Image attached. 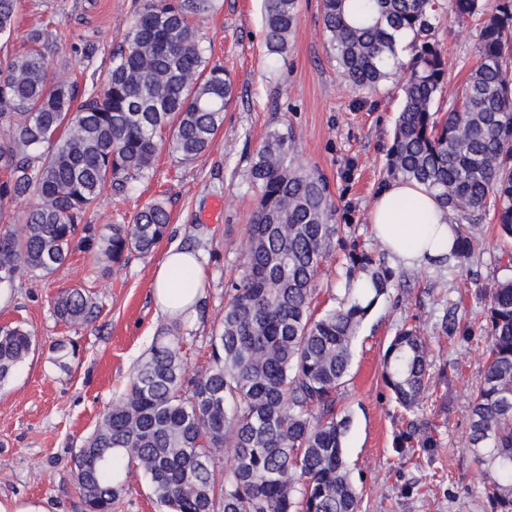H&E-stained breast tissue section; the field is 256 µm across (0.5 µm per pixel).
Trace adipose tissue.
I'll list each match as a JSON object with an SVG mask.
<instances>
[{"label":"adipose tissue","instance_id":"1","mask_svg":"<svg viewBox=\"0 0 512 512\" xmlns=\"http://www.w3.org/2000/svg\"><path fill=\"white\" fill-rule=\"evenodd\" d=\"M369 219L381 248L406 267L434 264L449 255L457 227L449 210L443 209L423 187L394 180L374 197ZM157 310L170 319L192 316L203 290L199 253L171 246L153 279Z\"/></svg>","mask_w":512,"mask_h":512}]
</instances>
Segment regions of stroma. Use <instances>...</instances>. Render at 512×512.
<instances>
[{
  "mask_svg": "<svg viewBox=\"0 0 512 512\" xmlns=\"http://www.w3.org/2000/svg\"><path fill=\"white\" fill-rule=\"evenodd\" d=\"M47 18L59 33L45 49L52 82L88 86L124 40L131 0H22L8 51L23 53L29 30ZM479 30L477 21L439 16L448 61L447 85L435 103L439 111H447L477 64ZM199 33L211 63L222 65L235 82L222 129L208 151L188 163L161 149L150 181L124 195L104 194L86 215L92 224H125L145 204L160 201L171 215L170 238L149 256L131 257L121 266L78 252L53 274L18 275L11 290L0 292V325L22 324L37 341L29 359L0 386V502L81 512L73 455L161 332L179 328L186 379L207 367L209 339L224 319V284L246 250L254 206L250 162L269 132L294 127L300 162L327 180L336 203L350 207L365 247H377L368 211L401 104L398 81L374 91L346 84L323 30L320 0H299L288 52L278 60L265 46L262 0H219ZM86 42L98 48L93 57L77 50ZM350 162L355 168L347 182L341 173ZM173 242L199 252L204 266V309L177 322L159 316L152 300L155 271ZM502 249L493 217H485L459 272L406 269L401 287L383 296L364 320L341 402L350 418L346 462L362 496L360 512H489L487 478L467 446L468 402L487 342L480 335L464 342L434 333L450 301L460 303L464 322L481 321L475 291L501 278ZM69 286L94 292L100 306L94 322L69 326L56 320L52 300ZM405 323L431 338V387L415 415L432 419L438 442L433 453L413 458L394 448L410 415L391 402L380 376L385 349ZM59 339L73 340L79 350L67 371L52 350ZM446 365L451 372L445 377Z\"/></svg>",
  "mask_w": 512,
  "mask_h": 512,
  "instance_id": "stroma-1",
  "label": "stroma"
}]
</instances>
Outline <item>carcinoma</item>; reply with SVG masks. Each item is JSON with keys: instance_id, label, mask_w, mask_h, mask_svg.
I'll return each instance as SVG.
<instances>
[{"instance_id": "1", "label": "carcinoma", "mask_w": 512, "mask_h": 512, "mask_svg": "<svg viewBox=\"0 0 512 512\" xmlns=\"http://www.w3.org/2000/svg\"><path fill=\"white\" fill-rule=\"evenodd\" d=\"M346 0H321L323 30L345 82L375 89L402 72L403 101L386 154L389 179L415 181L463 220L452 256L472 251L487 210L512 237V0H362L352 20ZM216 0H134L125 46L90 90L50 82L37 26L31 48L0 56V204L25 198L22 228L0 233V288L18 274L46 276L76 251L114 264L150 254L169 233L159 202L130 224L84 222L107 190L125 192L155 174L160 147L179 162L204 153L224 124L234 82L212 65L191 19L201 22ZM457 21L481 20L479 62L448 111L433 110L447 78L438 38L439 9ZM298 0H263L268 52L281 56L297 24ZM18 0H0V39L16 29ZM412 59L399 61L404 36ZM297 136L286 127L266 136L253 156L248 183L255 207L246 253L225 284L224 320L210 336L211 361L184 381L179 329L157 336L74 456L85 512H112L132 474L144 478L161 512H359L358 487L344 458L349 419L338 413L363 320L399 278L360 244L355 225L339 224L328 182L304 167ZM343 251V296L322 312L313 306L327 257ZM371 287L354 293L357 276ZM487 341L480 384L469 405L467 446L492 483L490 512H512V275L476 293ZM55 317L88 324L98 314L90 292L63 288ZM439 334H475L458 305L445 308ZM20 325L0 326V384L34 352ZM69 369L71 341L53 345ZM429 337L397 328L381 362L394 402L415 412L429 391ZM427 424L409 422L396 437L400 453L430 452ZM232 468L215 478L221 452Z\"/></svg>"}]
</instances>
